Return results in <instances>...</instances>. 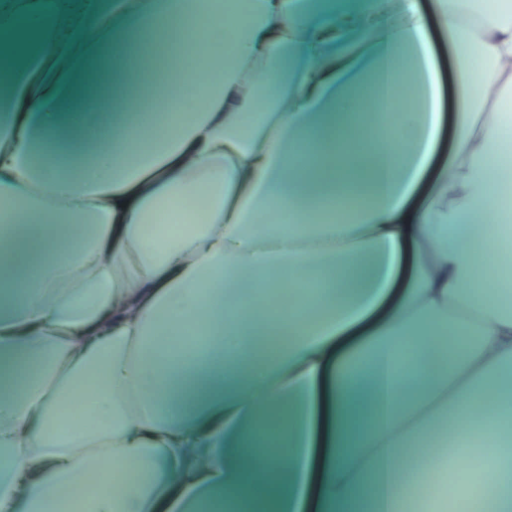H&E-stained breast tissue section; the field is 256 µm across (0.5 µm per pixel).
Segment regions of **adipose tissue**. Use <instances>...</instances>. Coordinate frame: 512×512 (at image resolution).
Wrapping results in <instances>:
<instances>
[{
	"label": "adipose tissue",
	"instance_id": "obj_1",
	"mask_svg": "<svg viewBox=\"0 0 512 512\" xmlns=\"http://www.w3.org/2000/svg\"><path fill=\"white\" fill-rule=\"evenodd\" d=\"M436 25L466 118L417 207ZM511 125L512 0H0V512H396L464 406L481 464L432 512H512ZM326 197L354 204L282 224Z\"/></svg>",
	"mask_w": 512,
	"mask_h": 512
}]
</instances>
